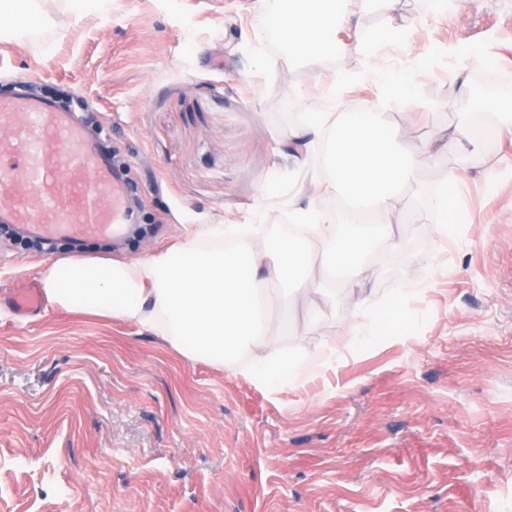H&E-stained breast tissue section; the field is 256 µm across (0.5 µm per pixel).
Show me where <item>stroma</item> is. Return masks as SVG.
I'll list each match as a JSON object with an SVG mask.
<instances>
[{
  "mask_svg": "<svg viewBox=\"0 0 512 512\" xmlns=\"http://www.w3.org/2000/svg\"><path fill=\"white\" fill-rule=\"evenodd\" d=\"M274 7L42 0V43L0 38V96L26 82L81 100L111 128L141 217L159 226L115 250L0 238V512H512V141L423 154L437 129L458 125L484 73L452 52L486 54L512 77V0L447 17L398 0L394 16L360 15L371 33L397 27L400 43L377 56L420 104L383 114L418 156L407 201L429 215L452 171L467 221L403 225L394 264L341 295L272 298V319L291 322L277 350L320 365L317 377L269 388L119 319L13 307V290L59 258L132 263L196 224L278 229L289 191L319 176L280 148L299 113L328 109L316 73L342 70L348 112L380 85L362 53L289 63L267 35ZM362 301L383 324L363 341L350 332Z\"/></svg>",
  "mask_w": 512,
  "mask_h": 512,
  "instance_id": "35a3bbf8",
  "label": "stroma"
}]
</instances>
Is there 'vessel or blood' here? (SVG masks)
<instances>
[{
	"label": "vessel or blood",
	"instance_id": "1",
	"mask_svg": "<svg viewBox=\"0 0 512 512\" xmlns=\"http://www.w3.org/2000/svg\"><path fill=\"white\" fill-rule=\"evenodd\" d=\"M0 223L44 240L120 237L127 193L110 158L77 113L33 93L0 98ZM18 313L39 310L35 284L14 290Z\"/></svg>",
	"mask_w": 512,
	"mask_h": 512
}]
</instances>
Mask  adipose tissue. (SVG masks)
I'll use <instances>...</instances> for the list:
<instances>
[{
	"label": "adipose tissue",
	"instance_id": "ef3b65f1",
	"mask_svg": "<svg viewBox=\"0 0 512 512\" xmlns=\"http://www.w3.org/2000/svg\"><path fill=\"white\" fill-rule=\"evenodd\" d=\"M350 0H288L277 19L288 56L312 63L340 58L355 49L373 54L377 35L355 32L337 40L350 26ZM332 106L328 112L304 113L290 127L285 145L297 161L315 157L323 175L317 195L339 196L372 212L377 221L341 233L342 216L292 194L288 221L299 235L267 238L262 227L203 224L171 250L134 263L95 258H63L47 264L41 281L49 302L74 313L118 318L160 337L190 360L215 365L245 360L243 375L269 386L309 372L301 357L270 352V283L325 294L336 285H353L369 267L376 243L396 245V202L416 179L410 156L392 139L370 102L366 111H342L346 76L318 74Z\"/></svg>",
	"mask_w": 512,
	"mask_h": 512
}]
</instances>
